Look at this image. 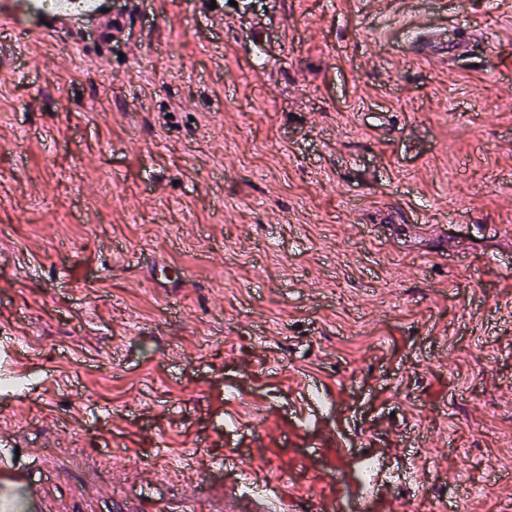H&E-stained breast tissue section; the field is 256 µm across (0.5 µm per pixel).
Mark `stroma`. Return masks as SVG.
Here are the masks:
<instances>
[{"instance_id": "stroma-1", "label": "stroma", "mask_w": 512, "mask_h": 512, "mask_svg": "<svg viewBox=\"0 0 512 512\" xmlns=\"http://www.w3.org/2000/svg\"><path fill=\"white\" fill-rule=\"evenodd\" d=\"M112 11L114 41L0 31V340L35 390L0 428L128 503L312 512L269 449L380 448L345 512H512V0ZM153 512H194L197 511V505L200 504L199 495L190 499H181L178 501H167L166 497L158 494L154 499L148 497Z\"/></svg>"}]
</instances>
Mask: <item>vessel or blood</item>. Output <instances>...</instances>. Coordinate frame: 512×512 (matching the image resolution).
<instances>
[{
  "label": "vessel or blood",
  "mask_w": 512,
  "mask_h": 512,
  "mask_svg": "<svg viewBox=\"0 0 512 512\" xmlns=\"http://www.w3.org/2000/svg\"><path fill=\"white\" fill-rule=\"evenodd\" d=\"M105 4L106 0H0V28L30 39L69 20L92 17L100 28L121 34V19L105 12ZM324 471L316 512H344V466L330 459ZM71 481L70 471L50 452L25 448L16 433L0 432V512H55L56 490ZM198 503L195 497L170 501L160 494L150 501L153 512H196Z\"/></svg>",
  "instance_id": "b4317fda"
}]
</instances>
